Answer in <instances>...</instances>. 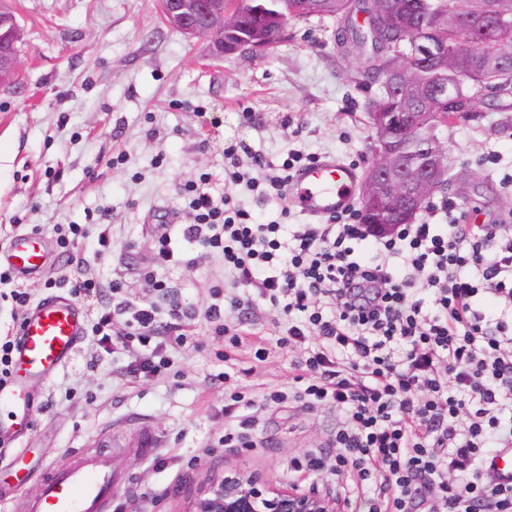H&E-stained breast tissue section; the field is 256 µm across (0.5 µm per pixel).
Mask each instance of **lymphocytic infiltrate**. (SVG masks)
Wrapping results in <instances>:
<instances>
[{
    "mask_svg": "<svg viewBox=\"0 0 512 512\" xmlns=\"http://www.w3.org/2000/svg\"><path fill=\"white\" fill-rule=\"evenodd\" d=\"M230 183L269 186L288 198L303 157L288 152L276 173L239 170L228 145ZM182 237L200 258L220 257L231 289L213 287L203 309L212 335L238 341L242 321L276 312L281 345L297 351L294 384L244 408L227 405L222 441L251 447L259 417L290 401L339 413L329 442L335 458L309 451V469L336 478V496L366 512H512V486L494 483L487 458L512 446V235L488 224H399L390 232L346 210L323 224H296L288 242L278 222L235 209L231 196L189 192ZM399 258L402 269L390 266ZM480 272L486 287L462 277ZM59 287L90 300L96 348L133 352L131 378L160 376L170 362L163 336L177 335L151 299L97 304L98 280L78 275Z\"/></svg>",
    "mask_w": 512,
    "mask_h": 512,
    "instance_id": "obj_1",
    "label": "lymphocytic infiltrate"
}]
</instances>
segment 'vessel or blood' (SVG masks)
Listing matches in <instances>:
<instances>
[{
    "mask_svg": "<svg viewBox=\"0 0 512 512\" xmlns=\"http://www.w3.org/2000/svg\"><path fill=\"white\" fill-rule=\"evenodd\" d=\"M360 182L357 167L324 156L298 170L288 192L290 205L313 221L351 207ZM49 259L43 234L18 232L0 250V265L21 277L43 271ZM87 321L85 308L64 295L36 303L25 315L20 342L13 353L14 372L0 386V401L10 402L18 416L14 428L0 429V446L13 448L28 433L33 403L24 384L49 381L69 366ZM485 469L494 482L512 485V447L497 449ZM114 479L112 469L97 451L73 449L65 464H49L39 493L26 501L24 512H110Z\"/></svg>",
    "mask_w": 512,
    "mask_h": 512,
    "instance_id": "1",
    "label": "vessel or blood"
}]
</instances>
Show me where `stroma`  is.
I'll list each match as a JSON object with an SVG mask.
<instances>
[{"mask_svg": "<svg viewBox=\"0 0 512 512\" xmlns=\"http://www.w3.org/2000/svg\"><path fill=\"white\" fill-rule=\"evenodd\" d=\"M23 31L22 62L0 84V248L40 225L56 240L58 225L107 224L112 246L93 259L96 235L54 248L53 261L23 285L35 300L54 296L47 283L78 272L69 257L91 256L85 271L117 281L127 298L141 297L144 274L168 283L183 303L185 340L167 351L175 374L133 379L127 351L106 353L82 337L75 361L34 385V426L16 461L0 463V512L34 495L44 464L105 436L116 476L112 512H189L211 479L244 469L280 485L331 495L336 479L295 470L307 448H320L338 420L335 410L285 403L264 412L256 445L225 448L224 407L232 393L260 398L292 383L295 354L278 344L272 321L241 329L242 342L213 340L196 315L217 285L221 261L165 263L156 239L167 214L189 220L184 190L208 179L213 196L230 194L240 208L277 219L279 204L245 186L225 185L224 147L238 144L282 163L288 150L332 154L366 169L372 129L366 106L379 94L355 80L363 57L341 47L336 24L311 18L290 25L260 55L213 59L206 38L168 28L157 0H10ZM454 187L435 194L419 221L445 223L446 212L471 224L512 225V109L479 104L476 115L439 127ZM267 348L266 361L254 357ZM159 446L134 451L144 428ZM177 491H169L174 477Z\"/></svg>", "mask_w": 512, "mask_h": 512, "instance_id": "stroma-1", "label": "stroma"}]
</instances>
